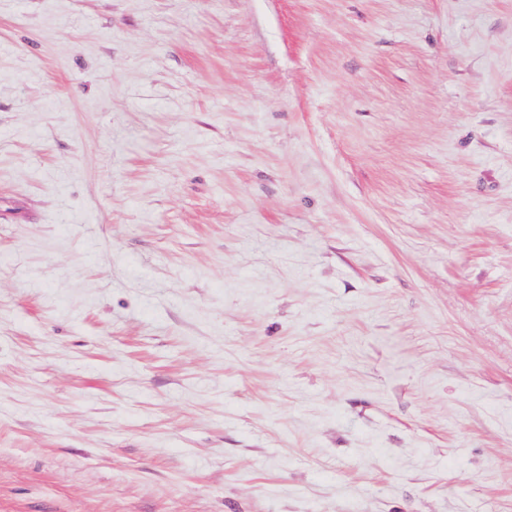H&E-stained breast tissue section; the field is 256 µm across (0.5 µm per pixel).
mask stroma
I'll use <instances>...</instances> for the list:
<instances>
[{"mask_svg":"<svg viewBox=\"0 0 512 512\" xmlns=\"http://www.w3.org/2000/svg\"><path fill=\"white\" fill-rule=\"evenodd\" d=\"M0 512H512V0H0Z\"/></svg>","mask_w":512,"mask_h":512,"instance_id":"stroma-1","label":"stroma"}]
</instances>
